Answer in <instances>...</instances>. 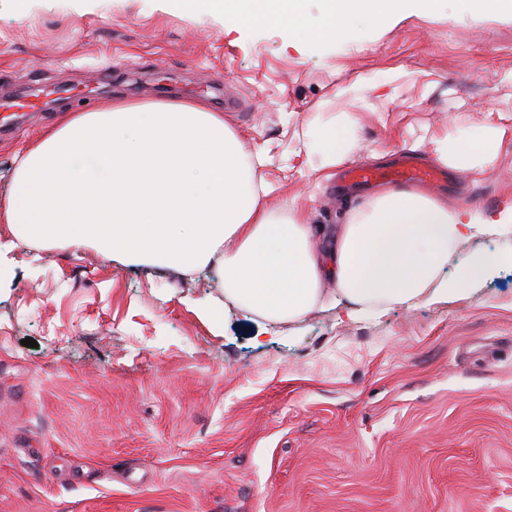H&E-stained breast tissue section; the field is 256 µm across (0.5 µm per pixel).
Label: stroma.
Segmentation results:
<instances>
[{"label":"stroma","instance_id":"obj_1","mask_svg":"<svg viewBox=\"0 0 512 512\" xmlns=\"http://www.w3.org/2000/svg\"><path fill=\"white\" fill-rule=\"evenodd\" d=\"M110 100L223 113L270 203L328 228L374 192H345L343 170L408 155L449 205L512 198V19L463 0L358 17L333 44L162 0H38L21 22L0 0V104L20 107L0 118V206L17 150ZM347 117L358 151L311 170L310 126ZM447 133L505 148L471 177L433 158ZM0 243V512H512V263L444 303L319 310L272 336L225 306L212 269L189 279L3 223Z\"/></svg>","mask_w":512,"mask_h":512}]
</instances>
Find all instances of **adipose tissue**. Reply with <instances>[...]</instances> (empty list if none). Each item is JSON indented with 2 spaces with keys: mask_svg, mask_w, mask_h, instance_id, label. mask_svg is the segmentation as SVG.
<instances>
[{
  "mask_svg": "<svg viewBox=\"0 0 512 512\" xmlns=\"http://www.w3.org/2000/svg\"><path fill=\"white\" fill-rule=\"evenodd\" d=\"M186 17L209 15L225 29L280 30L289 41L336 42L356 16L377 25L437 0H325L310 21L305 0H163ZM356 147L347 123L329 120L309 151L328 169ZM489 140L434 139L444 165L481 174L497 160ZM0 222L39 244L93 246L109 260L164 265L190 275L216 270L227 301L272 325L325 306L350 320L394 304L444 302L467 293L503 262L478 254L457 265L459 246L512 233V203L489 213L448 206L420 189L385 187L346 223L316 233L303 211L267 206L247 142L224 115L191 102L115 101L77 112L19 152Z\"/></svg>",
  "mask_w": 512,
  "mask_h": 512,
  "instance_id": "adipose-tissue-1",
  "label": "adipose tissue"
}]
</instances>
